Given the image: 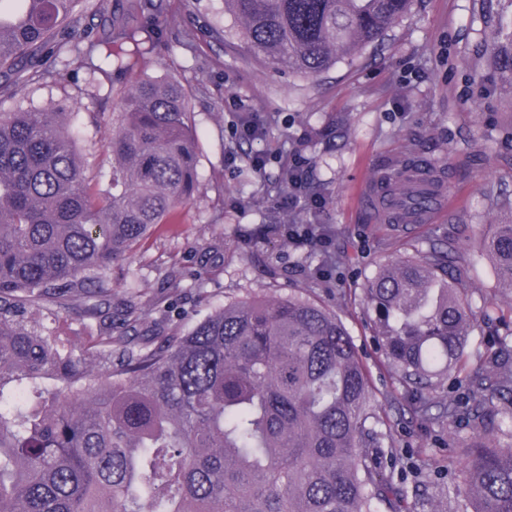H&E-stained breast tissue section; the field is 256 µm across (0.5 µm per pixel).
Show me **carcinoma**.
<instances>
[{
	"label": "carcinoma",
	"instance_id": "1",
	"mask_svg": "<svg viewBox=\"0 0 512 512\" xmlns=\"http://www.w3.org/2000/svg\"><path fill=\"white\" fill-rule=\"evenodd\" d=\"M413 0H224L254 56L318 76L383 39ZM80 0H0V93L67 26ZM162 12L126 0L100 70H128L131 21ZM494 68L512 83V20ZM112 170L87 174L72 112H0V512H405L380 471L385 425L336 313L307 299L224 304L183 336H98L75 352L45 321L83 304L197 183L189 96L139 78L112 101ZM481 246L512 289V203ZM455 239L381 265L361 296L412 414L473 431L457 495L512 512V305L475 307L450 263ZM472 357L482 367L467 371ZM462 378L468 400L426 396Z\"/></svg>",
	"mask_w": 512,
	"mask_h": 512
}]
</instances>
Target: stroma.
<instances>
[{
	"label": "stroma",
	"mask_w": 512,
	"mask_h": 512,
	"mask_svg": "<svg viewBox=\"0 0 512 512\" xmlns=\"http://www.w3.org/2000/svg\"><path fill=\"white\" fill-rule=\"evenodd\" d=\"M159 23L146 27L153 49L131 55L125 81L141 74L175 79L190 93V123L199 166L194 197L158 225L103 283L97 316L80 308L58 313L52 326L76 341L119 334L128 307L152 309L167 333L183 335L234 297L299 296L334 311L369 371L370 387L388 417L384 472L404 485L410 512H469L456 493L471 429L413 416L408 396L387 363L358 293L379 264L401 255L402 239L455 233L475 302L512 303L501 291L480 240L504 215L495 195L512 196V85L490 63L495 31L490 0H414L384 40L316 76L278 71L239 41L224 0H165ZM122 0H90L77 35L61 33L54 51L33 63V81L0 112L46 110L76 103L74 129L90 168L109 173V130L96 115L111 72H95L91 42L106 32ZM256 118L262 138L239 137ZM311 167L297 207H280L276 192L293 152ZM264 154L265 173L249 156ZM423 162L440 176L444 211L427 224H391L361 203L369 185ZM320 224L336 260L337 290L307 277L305 248L256 237L262 224ZM182 272L170 286V267Z\"/></svg>",
	"instance_id": "stroma-1"
}]
</instances>
